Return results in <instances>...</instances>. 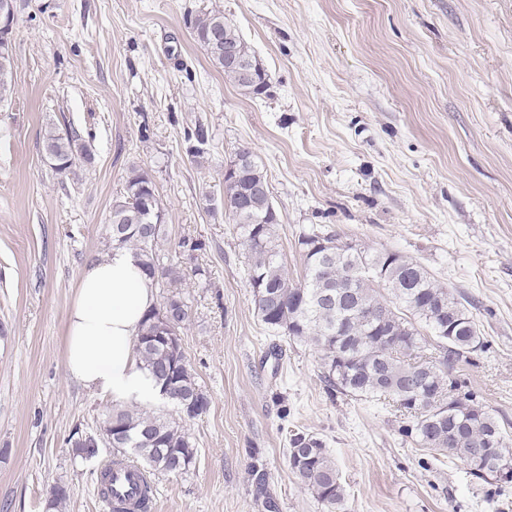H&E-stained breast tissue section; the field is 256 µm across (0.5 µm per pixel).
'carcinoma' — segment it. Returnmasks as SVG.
<instances>
[{"instance_id": "carcinoma-1", "label": "carcinoma", "mask_w": 512, "mask_h": 512, "mask_svg": "<svg viewBox=\"0 0 512 512\" xmlns=\"http://www.w3.org/2000/svg\"><path fill=\"white\" fill-rule=\"evenodd\" d=\"M195 41L224 77L248 94L260 95L268 74L254 50L224 16L212 8L187 17ZM239 46L242 67H253L247 79L236 69L224 68V57L209 50L212 33ZM43 151L54 155L66 173L76 160H92L91 150L68 128L45 131ZM240 180H224V209L233 233L246 251L245 274L253 289L255 313L275 336L307 343L321 353L322 379L330 395L387 400L413 418L405 433L421 448L456 458L477 479L495 478V461L512 459V439L499 421L471 393H459L451 371L487 342L473 313L416 261L388 251H371L342 241L335 233L314 225L298 236L306 274L300 281L288 277L278 248L279 224L271 191L237 207L239 186H269L267 175L245 147L234 152ZM121 231H115V228ZM164 235V207L151 173L132 168L125 196L112 205L108 241L112 247L133 250L139 264L163 288L162 302L145 314L133 340L143 369L160 388L170 389L174 404L189 402L201 415L209 401L195 380L180 340L166 337L159 318L162 310L176 315L177 329L189 321L190 306L182 291V264L202 250V241L182 238L178 251L165 258L158 250ZM430 331L425 337L418 328ZM118 434L107 442L113 448L112 466L120 469L134 455L149 478L141 480L121 501L132 512H149L154 500V477L178 476L177 459L196 460L197 450L179 423L164 412H142L114 404L106 412ZM289 462L303 487L329 512H344L346 488L324 440L303 431L289 437ZM110 466V467H112ZM110 467L97 476L100 491L109 487Z\"/></svg>"}]
</instances>
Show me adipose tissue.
<instances>
[{
	"instance_id": "adipose-tissue-1",
	"label": "adipose tissue",
	"mask_w": 512,
	"mask_h": 512,
	"mask_svg": "<svg viewBox=\"0 0 512 512\" xmlns=\"http://www.w3.org/2000/svg\"><path fill=\"white\" fill-rule=\"evenodd\" d=\"M154 303L153 282L131 251L114 248L104 260L86 266L67 315L68 375L116 401L158 399V388L132 349Z\"/></svg>"
}]
</instances>
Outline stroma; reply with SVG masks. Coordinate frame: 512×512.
<instances>
[{
	"label": "stroma",
	"mask_w": 512,
	"mask_h": 512,
	"mask_svg": "<svg viewBox=\"0 0 512 512\" xmlns=\"http://www.w3.org/2000/svg\"><path fill=\"white\" fill-rule=\"evenodd\" d=\"M218 7L269 75L260 95L225 80L187 15ZM14 94L0 107V512H105L75 458L109 397L66 371L67 315L83 268L104 259L132 168L149 170L191 320L181 346L209 399L179 423L197 448L156 482L153 512H327L293 473L291 430L323 439L346 512H512V484L418 447L407 416L330 396L312 346L281 355L254 312L245 254L224 210V165L241 146L263 165L291 279L298 235L411 258L473 305L486 350L452 373L512 435V0H16ZM92 159L56 173L47 127ZM202 133L200 155L189 137ZM205 278L193 276V267Z\"/></svg>",
	"instance_id": "35a3bbf8"
}]
</instances>
